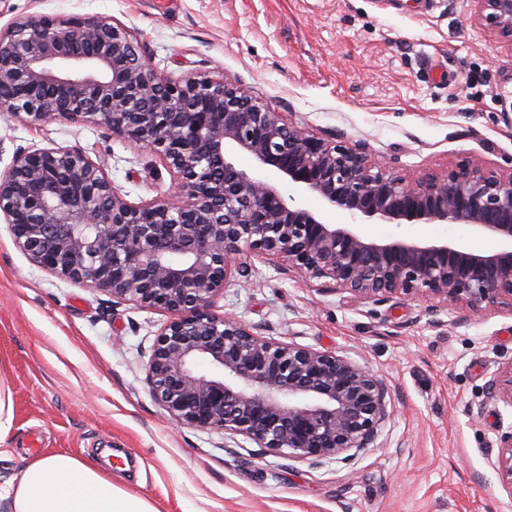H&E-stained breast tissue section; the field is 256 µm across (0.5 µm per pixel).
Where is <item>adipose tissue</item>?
Wrapping results in <instances>:
<instances>
[{"label": "adipose tissue", "instance_id": "ef3b65f1", "mask_svg": "<svg viewBox=\"0 0 512 512\" xmlns=\"http://www.w3.org/2000/svg\"><path fill=\"white\" fill-rule=\"evenodd\" d=\"M8 512H159L148 498L113 482L91 460L54 453L26 461L0 501Z\"/></svg>", "mask_w": 512, "mask_h": 512}]
</instances>
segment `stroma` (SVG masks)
<instances>
[{
    "label": "stroma",
    "mask_w": 512,
    "mask_h": 512,
    "mask_svg": "<svg viewBox=\"0 0 512 512\" xmlns=\"http://www.w3.org/2000/svg\"><path fill=\"white\" fill-rule=\"evenodd\" d=\"M473 0H0L29 15L128 27L163 73L224 76L293 124L368 143L410 171L464 157L512 168V44L470 22ZM80 150L138 203L171 177L148 151L92 124L30 125L0 112V173L18 152ZM372 239L470 237L450 224L359 226ZM213 307L265 336L331 350L387 389L371 447L313 464L240 435L175 428L145 364L170 315L66 282L17 247L0 216V484L47 452L103 463L160 512H512L497 470L512 404L489 393L512 363V313L422 299L361 303L251 258Z\"/></svg>",
    "instance_id": "obj_1"
}]
</instances>
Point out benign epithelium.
<instances>
[{
	"instance_id": "7a95c632",
	"label": "benign epithelium",
	"mask_w": 512,
	"mask_h": 512,
	"mask_svg": "<svg viewBox=\"0 0 512 512\" xmlns=\"http://www.w3.org/2000/svg\"><path fill=\"white\" fill-rule=\"evenodd\" d=\"M474 2L473 21L512 42V0ZM0 110L32 125L56 116L95 124L170 173L169 197L135 204L82 151H27L0 174V215L41 269L170 314L146 381L177 428L241 435L311 461L378 436L381 379L334 351L268 338L212 311L230 282L249 276L252 255L362 303L512 312V170L468 157L396 171L366 142L295 126L224 76L159 72L129 28L95 16L32 15L0 29ZM232 153L248 155L257 172L237 168ZM297 194L318 197L322 209L298 204ZM336 210L354 221L462 224L491 246L377 241L354 223H330ZM200 360L212 371L199 372ZM491 386L512 403V363ZM497 465L512 485L511 432Z\"/></svg>"
}]
</instances>
